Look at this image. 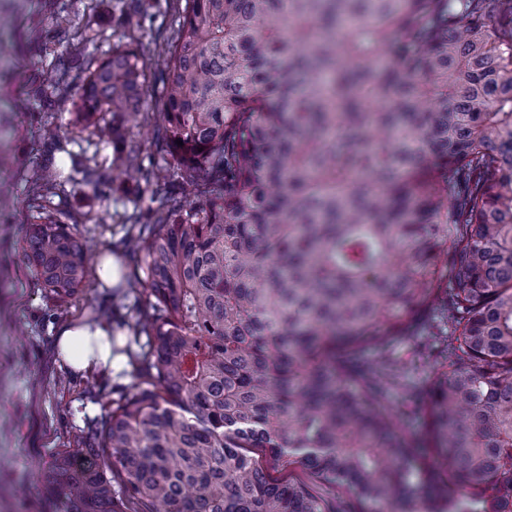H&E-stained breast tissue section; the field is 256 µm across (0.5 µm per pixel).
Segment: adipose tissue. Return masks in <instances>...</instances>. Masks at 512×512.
I'll return each instance as SVG.
<instances>
[{"label":"adipose tissue","mask_w":512,"mask_h":512,"mask_svg":"<svg viewBox=\"0 0 512 512\" xmlns=\"http://www.w3.org/2000/svg\"><path fill=\"white\" fill-rule=\"evenodd\" d=\"M55 345L60 362L75 372L97 371L108 375L122 368L120 356L114 353L109 323L75 320L58 331Z\"/></svg>","instance_id":"obj_1"}]
</instances>
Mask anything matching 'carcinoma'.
<instances>
[{
  "label": "carcinoma",
  "instance_id": "obj_1",
  "mask_svg": "<svg viewBox=\"0 0 512 512\" xmlns=\"http://www.w3.org/2000/svg\"><path fill=\"white\" fill-rule=\"evenodd\" d=\"M167 46L159 167L126 136L141 53L57 60L86 72L72 124L149 193L123 241L147 349L47 492L65 512H512V0H185ZM57 186L25 203L24 259L62 306L91 256ZM402 340L430 366L421 436L388 401Z\"/></svg>",
  "mask_w": 512,
  "mask_h": 512
}]
</instances>
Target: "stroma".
<instances>
[{"instance_id":"35a3bbf8","label":"stroma","mask_w":512,"mask_h":512,"mask_svg":"<svg viewBox=\"0 0 512 512\" xmlns=\"http://www.w3.org/2000/svg\"><path fill=\"white\" fill-rule=\"evenodd\" d=\"M183 6V0H150L145 13L131 18L121 0H0L6 20L0 27V512H63L42 491L39 470L59 449L74 447L87 422L101 419L114 394L135 382L128 363L111 377L63 366L56 355L58 330L98 306L124 321L120 333L128 344L133 336L127 325L146 302L142 292L112 296L91 276L85 294L60 308L24 262L25 199L45 167L68 174L57 200L77 220L92 252L119 244L125 215L147 206L134 185L83 182L84 165L112 173L116 148L110 138L73 126L63 108L46 105V97L65 96L84 79L80 71L59 77L55 61L64 52L96 61L112 47L140 46L146 61L141 118L129 137L140 143L143 165H158L149 130L165 78L166 40ZM59 15L71 20L67 33L55 26ZM32 30L40 34L41 49L27 53L22 44ZM48 125L57 129L51 142L42 136Z\"/></svg>"}]
</instances>
